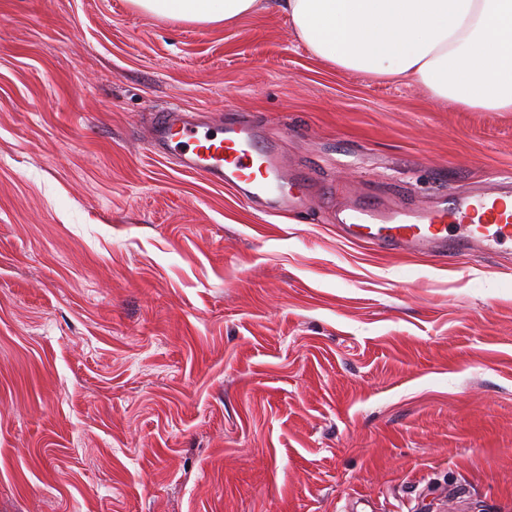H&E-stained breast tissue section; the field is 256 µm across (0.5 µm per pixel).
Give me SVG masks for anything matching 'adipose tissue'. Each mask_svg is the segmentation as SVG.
<instances>
[{
  "label": "adipose tissue",
  "instance_id": "ef3b65f1",
  "mask_svg": "<svg viewBox=\"0 0 512 512\" xmlns=\"http://www.w3.org/2000/svg\"><path fill=\"white\" fill-rule=\"evenodd\" d=\"M141 13L227 25L274 6L333 66L412 82L440 101L512 112V0H130Z\"/></svg>",
  "mask_w": 512,
  "mask_h": 512
}]
</instances>
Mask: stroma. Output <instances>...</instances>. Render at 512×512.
Listing matches in <instances>:
<instances>
[{
    "instance_id": "35a3bbf8",
    "label": "stroma",
    "mask_w": 512,
    "mask_h": 512,
    "mask_svg": "<svg viewBox=\"0 0 512 512\" xmlns=\"http://www.w3.org/2000/svg\"><path fill=\"white\" fill-rule=\"evenodd\" d=\"M175 109L255 115L309 208L154 153ZM507 174L512 112L335 68L274 10L0 0V512H512V247L336 231ZM141 13L208 26L224 22L230 25L262 12L266 0H129Z\"/></svg>"
}]
</instances>
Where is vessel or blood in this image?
<instances>
[{
    "mask_svg": "<svg viewBox=\"0 0 512 512\" xmlns=\"http://www.w3.org/2000/svg\"><path fill=\"white\" fill-rule=\"evenodd\" d=\"M150 146L174 157L182 171L242 190L251 201L277 194L285 212L301 210L303 193L287 190L275 147L262 143L244 116L203 124L168 112L151 127ZM338 226L346 240L435 257L487 252L512 245V179L454 196L436 208L350 206Z\"/></svg>",
    "mask_w": 512,
    "mask_h": 512,
    "instance_id": "obj_1",
    "label": "vessel or blood"
}]
</instances>
